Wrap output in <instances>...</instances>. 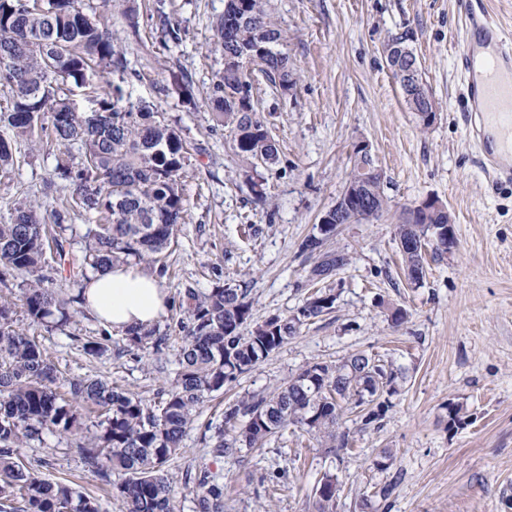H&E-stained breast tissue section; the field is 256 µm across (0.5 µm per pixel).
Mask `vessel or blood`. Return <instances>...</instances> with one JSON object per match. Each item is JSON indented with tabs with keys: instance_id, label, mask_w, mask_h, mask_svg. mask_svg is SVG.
I'll use <instances>...</instances> for the list:
<instances>
[{
	"instance_id": "1",
	"label": "vessel or blood",
	"mask_w": 512,
	"mask_h": 512,
	"mask_svg": "<svg viewBox=\"0 0 512 512\" xmlns=\"http://www.w3.org/2000/svg\"><path fill=\"white\" fill-rule=\"evenodd\" d=\"M466 28L459 58L467 74L463 118L493 186L512 185V38L487 0H456Z\"/></svg>"
}]
</instances>
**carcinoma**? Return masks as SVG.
<instances>
[{
    "mask_svg": "<svg viewBox=\"0 0 512 512\" xmlns=\"http://www.w3.org/2000/svg\"><path fill=\"white\" fill-rule=\"evenodd\" d=\"M0 0V86L9 103L0 108V169L14 164V142L44 135L65 159L58 178L71 189L69 207L51 212L55 235L46 242L45 215L21 203L9 224H0V283L20 280L24 312L33 324L62 329L71 323L68 303L81 301L88 271L107 269L134 259L154 263L173 241L186 211L182 179L188 147L178 129L156 119L154 110L131 101L123 92L127 60L114 32L84 0ZM212 52L225 66L215 75L209 95L212 120L228 129L237 154L248 161L259 156L273 165L278 150L257 117L251 73L235 66L244 47L261 48L255 66L272 86L288 89L296 70L278 50L284 31L267 9V0H228L214 21ZM106 74L119 83L93 96V109L81 112L72 96L76 89L95 88ZM80 145L79 161L71 147ZM372 160H354L352 183L359 186L350 209L370 206L381 213L384 198L379 177L364 172ZM87 216L84 246L70 249L66 231L70 212ZM447 214L433 207L418 211L415 223L399 224L396 239L407 240L442 228ZM316 257L314 280L331 277L330 265ZM54 266L65 285L76 291L58 298L45 268ZM332 306L307 299L289 316H273L243 329L252 302L245 288L217 286L192 296L190 324L181 349V370L174 387L152 407L142 398L99 377L68 379L57 370L37 337L14 326L15 310L0 305V512H100L96 499L67 483L50 481L25 465L17 449L50 431L72 438L87 471L112 486L125 512H176L178 488L168 466L181 448L199 406L294 337L304 323ZM112 340L104 332L83 344L98 357ZM169 336L150 329L126 334L123 351L152 344L161 349ZM397 372L391 365L370 363L363 353L339 364L315 363L269 394H248L224 408V422L215 427L214 448H260L288 425L322 435L326 450L336 456L347 449L348 435L336 431L343 404L364 407V422L377 423L388 400L372 404L378 389L391 394ZM96 413L93 427L85 411ZM117 475L116 482L112 476ZM326 493L313 494L315 512H334L337 477L327 474ZM196 512H224V483L202 470L195 479Z\"/></svg>",
    "mask_w": 512,
    "mask_h": 512,
    "instance_id": "cac0c4a2",
    "label": "carcinoma"
}]
</instances>
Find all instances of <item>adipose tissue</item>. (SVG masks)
<instances>
[{
	"label": "adipose tissue",
	"mask_w": 512,
	"mask_h": 512,
	"mask_svg": "<svg viewBox=\"0 0 512 512\" xmlns=\"http://www.w3.org/2000/svg\"><path fill=\"white\" fill-rule=\"evenodd\" d=\"M83 306L105 327L118 331H143L165 314L168 296L149 271L117 265L91 275Z\"/></svg>",
	"instance_id": "ef3b65f1"
}]
</instances>
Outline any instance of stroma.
Segmentation results:
<instances>
[{
	"mask_svg": "<svg viewBox=\"0 0 512 512\" xmlns=\"http://www.w3.org/2000/svg\"><path fill=\"white\" fill-rule=\"evenodd\" d=\"M85 3L122 37L133 98L157 105L192 147L183 181L187 211L159 277L172 301L158 323L169 341L158 354L120 357L126 340L116 330L111 351L92 358L78 342L95 339L103 326L88 311L75 315L65 335L29 324L21 312L18 325L38 337L66 377H102L157 402L180 369L186 292L247 288L256 323L303 305L316 286L309 279L314 259L300 245L340 196L356 143L366 142L385 175L389 209L370 223L339 226L331 240L352 258L321 285L336 295L333 312L303 325L200 405L170 466L177 512H194V476L202 469L223 476L226 512H311L313 489L328 474L340 483L335 512H512V186L492 187L461 121L455 0H269L288 31L282 50L299 78L282 91L252 74L257 115L279 149L275 165L256 168L266 188L262 202L244 181L247 165L229 132L213 127L206 106L220 67L211 51L213 20L224 0ZM130 10L140 20L136 38L127 34ZM167 21L179 29L178 41L164 40ZM402 31L437 104L427 129L408 111L384 60L385 41ZM177 78L185 91L172 89ZM57 155L50 139L36 146L17 140L13 167L0 173V224L22 200L67 207L70 190L56 181ZM428 197L447 203L457 245L441 256L427 252L424 277L414 286L395 228L402 208ZM396 308L406 310L405 322H392ZM355 352L392 363L398 378L380 426L344 411L339 429L349 435L348 453L325 454L316 436L295 425L261 448L214 451L207 426L221 423L229 402L271 392L309 365ZM452 404L463 409L454 428ZM385 448L392 456L382 469L376 462ZM18 454L31 466L50 459L46 478L98 499L101 512H121L111 488L87 475L59 435L43 434ZM388 483L391 497H375Z\"/></svg>",
	"mask_w": 512,
	"mask_h": 512,
	"instance_id": "stroma-1",
	"label": "stroma"
}]
</instances>
